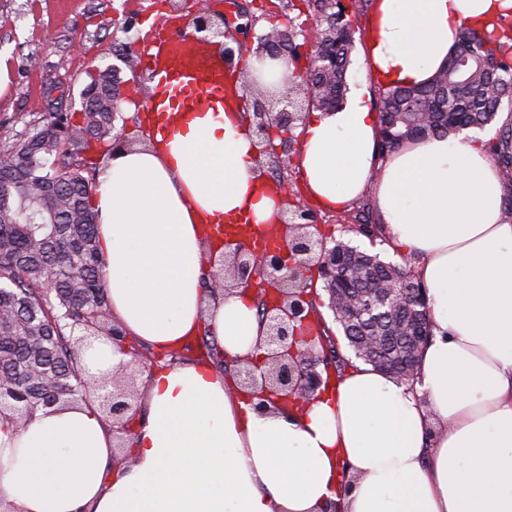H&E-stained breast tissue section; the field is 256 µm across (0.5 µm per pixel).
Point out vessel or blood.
Masks as SVG:
<instances>
[{"instance_id": "b4317fda", "label": "vessel or blood", "mask_w": 512, "mask_h": 512, "mask_svg": "<svg viewBox=\"0 0 512 512\" xmlns=\"http://www.w3.org/2000/svg\"><path fill=\"white\" fill-rule=\"evenodd\" d=\"M142 58L159 86L176 99L178 111L205 106L210 96L222 91L218 84L197 83V76L218 70L219 65L206 50L180 32L159 30L144 48Z\"/></svg>"}]
</instances>
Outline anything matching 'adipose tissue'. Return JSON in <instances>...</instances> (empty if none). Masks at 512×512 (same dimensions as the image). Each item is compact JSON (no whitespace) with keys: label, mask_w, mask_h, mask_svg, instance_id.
Wrapping results in <instances>:
<instances>
[{"label":"adipose tissue","mask_w":512,"mask_h":512,"mask_svg":"<svg viewBox=\"0 0 512 512\" xmlns=\"http://www.w3.org/2000/svg\"><path fill=\"white\" fill-rule=\"evenodd\" d=\"M512 0H376L363 58L379 85H422L462 27ZM370 92L306 115L293 161L341 209L372 192L384 232L419 258L433 334L416 386L358 364L302 405L257 406L210 362L144 374L125 452L98 409L38 410L0 430V512H512V215L483 138L462 132L379 156ZM147 144L114 154L91 199L112 318L160 352L191 340L253 359L263 328L242 287L210 289L224 224L281 232L242 81L195 112L152 110Z\"/></svg>","instance_id":"obj_1"}]
</instances>
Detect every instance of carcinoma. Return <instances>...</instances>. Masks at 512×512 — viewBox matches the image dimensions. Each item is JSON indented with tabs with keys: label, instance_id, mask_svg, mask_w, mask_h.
<instances>
[{
	"label": "carcinoma",
	"instance_id": "cac0c4a2",
	"mask_svg": "<svg viewBox=\"0 0 512 512\" xmlns=\"http://www.w3.org/2000/svg\"><path fill=\"white\" fill-rule=\"evenodd\" d=\"M321 38L312 52L311 84L323 111L343 102L346 72L354 49L350 21H333L332 0H318ZM112 66L98 69L81 93L82 121L74 124L57 100L22 131L8 129L0 144V427L17 431L46 407L101 403V390L82 375L75 336L111 314L108 273L97 245V217L90 205L95 182L85 176L90 142L112 145L122 101ZM512 104V15L489 34L462 30L446 64L427 84L378 88L379 154L430 135L485 129L503 102ZM485 146L512 185V123L499 128ZM344 253L366 265L355 284L336 270L340 287L361 301H378L377 284L393 281L405 306L390 313L378 307L341 325L348 345L374 339L381 353L397 350L398 332L416 328L431 334L427 311L413 313L420 281L408 269L355 246Z\"/></svg>",
	"mask_w": 512,
	"mask_h": 512
}]
</instances>
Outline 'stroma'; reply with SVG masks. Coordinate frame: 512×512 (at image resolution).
I'll return each instance as SVG.
<instances>
[{
    "instance_id": "35a3bbf8",
    "label": "stroma",
    "mask_w": 512,
    "mask_h": 512,
    "mask_svg": "<svg viewBox=\"0 0 512 512\" xmlns=\"http://www.w3.org/2000/svg\"><path fill=\"white\" fill-rule=\"evenodd\" d=\"M210 5L226 15V36L231 40L238 38L244 26L255 36L275 27L298 28L296 42L305 49L320 37L315 0H210ZM195 10L196 0H0V64L6 66L9 78L0 92V126L19 130L22 117L43 112L46 86L59 75L70 82L68 112L79 113L80 92L90 74L115 65L128 95L116 129L132 143L145 142L143 117L151 97V78L137 57L124 62L118 51L133 39L146 46L155 24L190 23ZM265 175L284 187L289 204L310 213L325 237L413 266V258L355 233L362 204L339 212L321 209L306 194L298 170L288 160L266 165Z\"/></svg>"
}]
</instances>
